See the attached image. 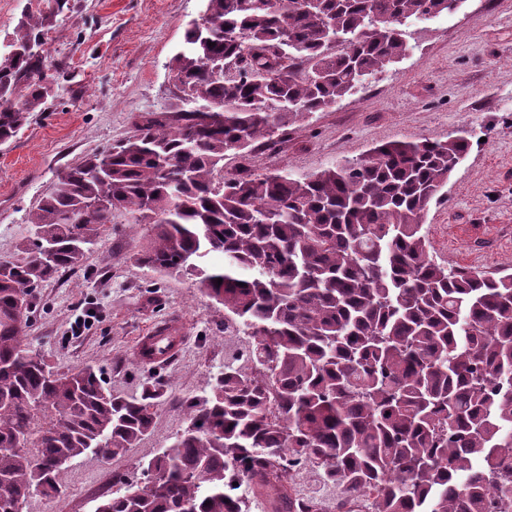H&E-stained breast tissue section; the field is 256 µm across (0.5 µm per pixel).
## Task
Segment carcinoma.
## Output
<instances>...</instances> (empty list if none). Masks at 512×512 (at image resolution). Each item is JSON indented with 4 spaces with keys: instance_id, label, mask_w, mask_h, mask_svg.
Instances as JSON below:
<instances>
[{
    "instance_id": "obj_1",
    "label": "carcinoma",
    "mask_w": 512,
    "mask_h": 512,
    "mask_svg": "<svg viewBox=\"0 0 512 512\" xmlns=\"http://www.w3.org/2000/svg\"><path fill=\"white\" fill-rule=\"evenodd\" d=\"M206 2L168 104L58 175L0 260V512H22L39 465L58 495L72 461L122 456L153 429L163 382L116 395L92 366L50 367L23 330L33 291L118 215L151 226L135 261L194 279L248 350L185 401L142 481L94 512H248L259 492L268 512H317L294 487L306 471L319 490L374 495L368 512H509L512 272L441 265L423 229L469 139L390 142L301 177L223 174L228 154L366 88L407 55L410 24L464 0ZM48 25L24 14L0 54V146L51 96Z\"/></svg>"
}]
</instances>
